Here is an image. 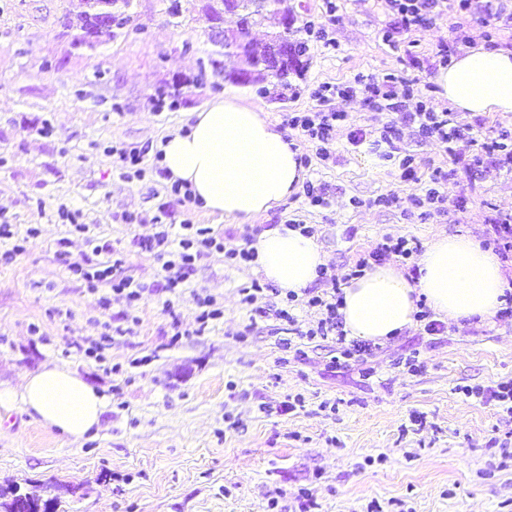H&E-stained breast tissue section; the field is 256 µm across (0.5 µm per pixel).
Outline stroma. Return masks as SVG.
<instances>
[{
  "mask_svg": "<svg viewBox=\"0 0 512 512\" xmlns=\"http://www.w3.org/2000/svg\"><path fill=\"white\" fill-rule=\"evenodd\" d=\"M179 14H171V2ZM209 0H130L124 27L94 48L71 43L80 0H0V384L20 387L46 365L76 370L107 402L96 431L62 436L22 405L0 409V486L59 497L61 512H512V416L468 395L512 379V317L422 322L370 351L340 359L335 335L307 338L318 316L287 306L267 284L269 317L251 327L245 288L253 265L198 259L177 288L149 241L160 227L210 228L245 247L253 229L306 224L326 256L328 292L383 235L427 245L438 234L492 243L493 218L512 215V171L485 159L504 125L496 113L452 111L433 78L439 49H512V24L495 9L460 10L383 39L394 17L385 0H286L305 34L304 68L289 84L239 86L209 75L214 51ZM411 85L402 112H381L363 95L317 104L322 84ZM237 95L260 106L300 154L325 203L296 191L254 224H234L174 195L156 155L189 112ZM425 102L470 126L472 165L454 163L436 138L404 124ZM341 112L320 158L318 142L294 129L298 112ZM400 125L393 159L374 143ZM361 142H354L355 133ZM138 150L139 166L117 150ZM414 159L412 174L399 165ZM447 173L440 198L416 208L434 170ZM88 232L76 231V224ZM95 236L110 254H94ZM112 262L92 288L83 272ZM131 279L139 300L115 292ZM219 318L196 319V296Z\"/></svg>",
  "mask_w": 512,
  "mask_h": 512,
  "instance_id": "stroma-1",
  "label": "stroma"
}]
</instances>
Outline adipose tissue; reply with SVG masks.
<instances>
[{"label": "adipose tissue", "instance_id": "adipose-tissue-1", "mask_svg": "<svg viewBox=\"0 0 512 512\" xmlns=\"http://www.w3.org/2000/svg\"><path fill=\"white\" fill-rule=\"evenodd\" d=\"M439 94L458 111L512 115V49L463 52L434 77ZM172 181L189 187L203 209L249 224L284 202L305 178L298 151L267 120L262 108L236 96L189 113L186 128L162 145ZM258 273L284 292L302 293L317 278L325 255L315 237L278 225L251 244ZM408 279L386 264L350 279L341 314L350 336L383 341L410 327L419 300L451 320L486 318L502 305L512 281L499 255L470 236L433 239ZM61 435L78 440L100 423L106 402L78 372L43 367L21 392L0 388V407L14 401Z\"/></svg>", "mask_w": 512, "mask_h": 512}]
</instances>
